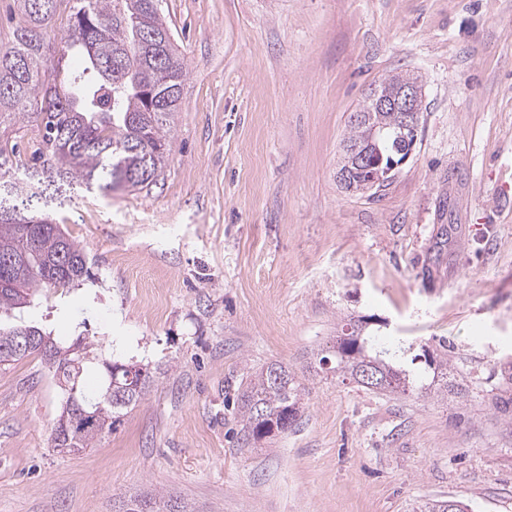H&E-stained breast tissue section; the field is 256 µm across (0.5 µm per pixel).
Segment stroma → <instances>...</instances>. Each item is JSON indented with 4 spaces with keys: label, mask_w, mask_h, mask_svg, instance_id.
Returning <instances> with one entry per match:
<instances>
[{
    "label": "stroma",
    "mask_w": 512,
    "mask_h": 512,
    "mask_svg": "<svg viewBox=\"0 0 512 512\" xmlns=\"http://www.w3.org/2000/svg\"><path fill=\"white\" fill-rule=\"evenodd\" d=\"M187 80L147 187L64 188L48 210L92 277L0 324L156 369L97 447L58 452L62 394L33 355L0 366V512H112L173 492L197 512H512V0H160ZM423 84L418 144L374 195L336 182L371 84ZM453 349L459 399L309 372L350 317ZM279 362L305 376L288 433L243 444L237 396Z\"/></svg>",
    "instance_id": "35a3bbf8"
}]
</instances>
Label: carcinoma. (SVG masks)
Listing matches in <instances>:
<instances>
[{
  "label": "carcinoma",
  "instance_id": "1",
  "mask_svg": "<svg viewBox=\"0 0 512 512\" xmlns=\"http://www.w3.org/2000/svg\"><path fill=\"white\" fill-rule=\"evenodd\" d=\"M70 4V20L61 35L54 33V18L61 2ZM159 0H13L10 39L0 43V128L15 127L34 117L41 141L30 155L32 176L50 186L82 184L86 189L139 188L161 173L171 151V121L177 111L187 72L176 53L175 39L158 8ZM81 66L70 67L71 57ZM410 73L389 74L370 89L358 111L362 120L348 119L342 146L362 144L375 133L383 157H396L405 145L397 112L378 110L374 102L390 96ZM16 147L0 146V180L20 169ZM32 193L17 215L0 214V312L27 303L30 292L68 288L92 278L88 257L80 243L50 213L34 204ZM370 320L350 318L346 332L336 337L324 364L335 361L334 371L344 380L377 392L438 396L446 392L465 396L469 385L448 378V354L428 349L413 353V346L385 348L377 335L366 332ZM82 356L73 364L62 353L68 347L41 328L0 326V365L39 354L63 383L64 404L69 400L88 416L68 415L67 429L52 430L54 447L79 451L93 447L112 433L125 411L140 404L153 384V375L130 373L125 364L80 342ZM101 372L98 388L86 391L82 375L88 365ZM375 375L364 380L363 369ZM124 388L115 398L111 384ZM302 378L280 363H269L250 375L238 398V416L244 440L259 439L269 425L285 434L298 420ZM194 512V507L169 492L150 491L118 500L116 512ZM415 512H467L458 502L428 500Z\"/></svg>",
  "mask_w": 512,
  "mask_h": 512
}]
</instances>
